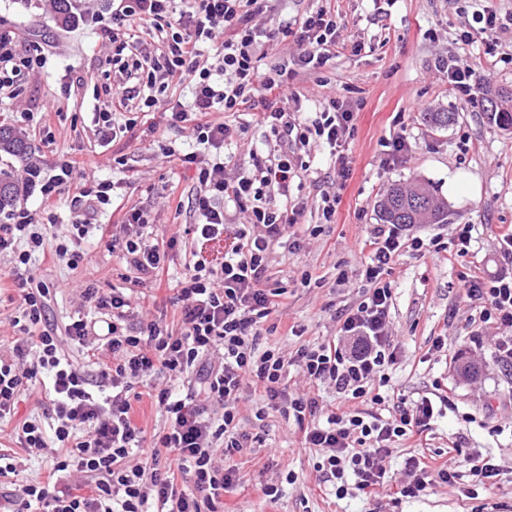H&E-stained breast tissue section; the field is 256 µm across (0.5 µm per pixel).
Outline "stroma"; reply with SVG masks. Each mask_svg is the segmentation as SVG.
<instances>
[{
	"mask_svg": "<svg viewBox=\"0 0 512 512\" xmlns=\"http://www.w3.org/2000/svg\"><path fill=\"white\" fill-rule=\"evenodd\" d=\"M339 10L344 37L362 43V51L345 53L319 72L299 73L293 85L305 95L306 110L318 109L332 95L356 107V133L343 146L351 176L335 189L328 148L303 155L307 170L291 184L288 203L303 207L296 229L306 236L307 246L297 252L282 242L269 254L271 281L288 294L259 343L291 354L336 336L338 312L358 305L369 291L361 276L368 260L361 243L379 221V200L392 183L425 182L446 197L448 221L410 227L424 249L404 250L385 276L392 288L390 333L400 352L381 393L393 405L413 402L441 386L450 401L442 405L422 445L392 443L384 461L391 496L357 494L339 500L314 468L319 453L302 447L295 421L273 409L256 420L254 392L244 387L240 423L259 435L262 445L234 456L241 480L225 492L224 507L226 512H512V369L503 367L493 352L495 324L484 321L478 303L458 287L461 273L475 267L489 278L512 274V256L498 244L499 234L512 227V132L487 120L479 93L460 99L435 68L438 58H453L471 67L474 82L488 78L512 88V0H340ZM486 10L505 22L491 56L476 21ZM75 13L74 24L62 28L52 10L35 0H0V35L10 36L20 55L40 51L46 58L43 67L15 78L12 95L0 94V119L25 129L40 167L38 188L17 203L15 214L52 221L46 241L51 248L71 234L72 200L93 182L113 185L111 204L88 200L82 205L93 226L80 245L87 260L72 269L36 259L31 272L50 287L49 323L62 326L74 315H93L77 290L78 284L91 283L105 294L126 289L132 304L175 327L180 313L174 297L185 271L180 249L169 251L168 274L157 288L137 283L110 243L123 214L133 208L147 212L160 233L195 223V168L181 161L198 148L192 126L169 125L159 112H138L128 135L101 140L96 104L122 81L112 65L107 32L112 0H76ZM447 111L456 120L442 129L420 118L424 112ZM215 118L235 130L224 146L226 175L250 166L253 155L266 154L263 131L249 116L227 118L219 112ZM401 135L411 148L394 161L388 145ZM67 162L74 166L72 177L54 189L56 208L46 216L41 187ZM455 173L467 174L471 183L452 195L448 177ZM334 191L340 201L328 222L322 196ZM463 224L472 228L465 247L458 240ZM463 359L480 365L477 377L458 373ZM456 440L464 453L491 457L499 465L496 485L487 491L466 477L453 485L434 482L415 498L401 496L409 458L440 466ZM269 484L281 491L273 505L263 494Z\"/></svg>",
	"mask_w": 512,
	"mask_h": 512,
	"instance_id": "35a3bbf8",
	"label": "stroma"
}]
</instances>
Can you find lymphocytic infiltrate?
Here are the masks:
<instances>
[{"mask_svg":"<svg viewBox=\"0 0 512 512\" xmlns=\"http://www.w3.org/2000/svg\"><path fill=\"white\" fill-rule=\"evenodd\" d=\"M175 2L120 0L113 9L112 62L128 84L119 99L100 101L99 135L113 140L129 133L132 121L118 123L114 111L138 98L148 110L167 112L171 123H191L198 144L207 150L223 147L233 135L229 124L214 120V113H249L252 123L269 133L268 154L253 157L251 170L232 177L225 176L221 157L200 161L184 155L185 163L195 165L199 184L192 200L196 223L161 237L148 232L147 213L132 209L113 236L112 247L138 281L158 284L180 234L207 241L222 237L229 203L244 215L223 262L196 254L186 263L178 283L176 333L133 307L124 293L105 296L90 284L81 285V297L110 311V318L99 323L80 316L56 330L46 318L49 286L27 273L32 255L45 250L49 225H36L30 215L18 224H0V254H14L16 261L6 282L22 299L10 321L12 353L0 356V419L14 416L39 374H47L53 422L47 427L40 419L25 418L15 428L16 443L29 454L53 442L63 450L54 460L50 482L0 491V512H224V493L239 482L232 459L257 441L239 425L238 403L247 384L261 391L256 419L276 407L293 417L304 447L321 452L318 469L335 484L340 499L353 489L383 490L382 462L391 443L421 437L434 417L433 401L425 395L397 404L385 417L375 411L384 399L372 387L398 353L389 332L392 291L383 276L401 249L424 246L421 238L405 235L403 225H376L365 240L370 254L362 274L371 289L357 306L342 310L338 336L301 347L290 357L258 348L264 322L287 293L270 283L269 252L287 236L294 251L304 248L300 237L289 234L300 208L278 207L275 199L287 196L299 175L298 152L321 145L336 149V178L347 181L350 169L340 149L356 132L353 108L335 96L324 100L313 120L297 119L302 95L291 90L290 82L296 70H321L341 51H361V44L346 41L340 14L332 7L274 33L257 24L270 11L271 0H186L181 10ZM138 22L164 33L160 53L130 41ZM278 35L294 37L301 45L294 66L267 64L266 44ZM216 39L221 45L214 62H201V43ZM173 78L192 85L189 107L141 96V86L162 87ZM278 98L291 101V108L275 106ZM459 286L468 299L481 303L486 319L508 328V335L497 337L495 352L503 365L512 366V277L488 280L469 271L460 275ZM66 338L86 348L98 367V386H91L80 366L62 358ZM292 366L309 383L334 387L350 408L328 412L312 392L289 394L285 379ZM158 375L168 384L153 388L151 397L165 413L166 425L149 437L136 421L132 390ZM190 378L195 390L178 395L176 384ZM144 449L150 452L147 467L135 459ZM451 449L456 459L434 473L409 460L401 495L418 496L433 475L448 484L466 475L494 484L499 465L487 457L461 455L459 444Z\"/></svg>","mask_w":512,"mask_h":512,"instance_id":"1","label":"lymphocytic infiltrate"}]
</instances>
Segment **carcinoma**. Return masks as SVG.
Returning a JSON list of instances; mask_svg holds the SVG:
<instances>
[{
    "label": "carcinoma",
    "mask_w": 512,
    "mask_h": 512,
    "mask_svg": "<svg viewBox=\"0 0 512 512\" xmlns=\"http://www.w3.org/2000/svg\"><path fill=\"white\" fill-rule=\"evenodd\" d=\"M57 22L67 26L72 22L71 0H53ZM484 112L489 121L500 129L512 130V88L481 83ZM423 120L429 126L446 128L456 120L453 112H425ZM13 157L28 170L36 172L37 159L32 146L20 130L0 123V156ZM33 187L30 180L16 178L9 168H0V213L13 207L28 195ZM379 214L386 224H420L425 220L439 224L448 220V204L420 182L395 183L380 201Z\"/></svg>",
    "instance_id": "obj_1"
}]
</instances>
